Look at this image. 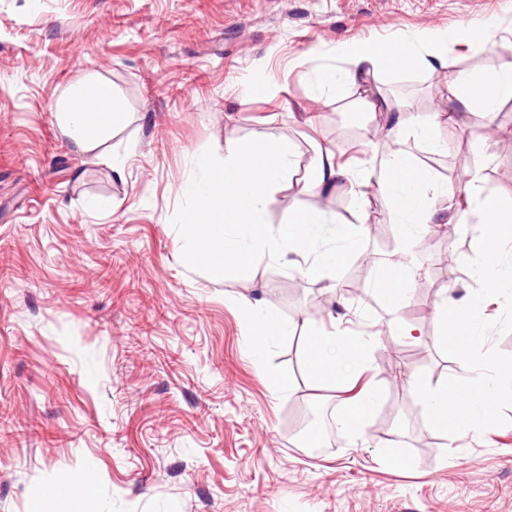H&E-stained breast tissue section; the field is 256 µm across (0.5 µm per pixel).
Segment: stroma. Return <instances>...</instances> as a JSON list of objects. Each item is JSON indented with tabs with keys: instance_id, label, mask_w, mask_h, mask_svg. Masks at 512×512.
<instances>
[{
	"instance_id": "obj_1",
	"label": "stroma",
	"mask_w": 512,
	"mask_h": 512,
	"mask_svg": "<svg viewBox=\"0 0 512 512\" xmlns=\"http://www.w3.org/2000/svg\"><path fill=\"white\" fill-rule=\"evenodd\" d=\"M486 28L481 46L448 47L446 67L385 70L369 87L422 113L453 112L436 130L444 154L410 150L443 183L479 164L481 192L512 186V140L478 135L481 113L453 108L442 81L454 70L485 72L512 60V0H0V512H54L60 475L94 466L92 512H512V400L496 426L464 436L433 429L399 371L431 383L463 371L436 338L433 307L464 298L482 251L459 228L452 242L410 251L414 275L391 333L381 299L341 297L263 260L245 277H202L181 261L170 219L206 149L258 128L290 139L309 169L320 149L355 141L363 169L391 147L370 136L388 113L318 102L302 53L313 45L409 38L419 29ZM111 81L124 119L104 149L84 154L55 122L61 92L83 73ZM270 79L264 94L247 85ZM136 144L124 176L109 155ZM365 185L307 191L300 175L276 195L272 221L299 202L355 222ZM95 199L112 208H90ZM378 232L346 279L363 287L386 265L394 236L388 201L374 195ZM112 261V282L97 267ZM274 307L296 328L271 343L263 362L246 352L241 302ZM375 334L363 373L383 391L361 436L335 430L320 448L302 445L306 412L338 417L339 389L308 377L309 334ZM482 348L512 364V296L482 312ZM292 389L273 393L270 376ZM31 427L17 437V425ZM401 449L395 464L384 445Z\"/></svg>"
}]
</instances>
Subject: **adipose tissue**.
<instances>
[{"instance_id": "1", "label": "adipose tissue", "mask_w": 512, "mask_h": 512, "mask_svg": "<svg viewBox=\"0 0 512 512\" xmlns=\"http://www.w3.org/2000/svg\"><path fill=\"white\" fill-rule=\"evenodd\" d=\"M486 33L477 27H463L453 32L426 29L412 39L373 44L367 41L341 43L331 53L336 66L319 65L323 51L311 47L307 56L315 67L309 78L317 100L330 102L345 98L356 87L366 85L372 71L402 69L405 67L433 68L448 56L449 43L471 45L485 40ZM449 100L469 110L481 112L487 121L497 118L500 101L512 98V62L501 64L489 73L457 71L446 81ZM370 112L397 110L398 117L387 127L386 137L394 149L385 168L379 174L371 170L355 172L338 162L332 150L320 152L307 182L317 192L340 180L354 178L375 181L377 189L389 200L390 212L397 237L403 248L415 241L435 223L439 213H446L447 222L461 226L466 215L451 211L447 201L454 192L438 182L432 172L407 148V141L420 143L426 151H447L446 142L439 140L435 129L448 119L442 112L412 114L407 102L390 105L383 97H370L364 102ZM122 105L116 98L110 81L88 75L79 79L61 96L57 122L74 149L92 153L112 138L115 127L122 119ZM469 185L464 195L473 206L479 220V238L484 263L476 269L478 278L490 286L500 279L498 253L504 242L512 240V191L503 190L495 195H482L478 186L477 170L468 173ZM412 268L405 257L389 262L384 273L376 278L374 291L382 294L386 305L399 309L408 298V284ZM483 297L467 295L464 299L445 298L434 307L433 315L439 329V339L453 351L461 367L480 374L479 382L463 380L455 385L441 382L432 384L413 376L408 386L419 398L428 419L437 427L453 434L476 432L488 425L496 412L499 387L494 378L500 372L499 364L481 357L474 346L479 340V308ZM248 353L263 359L270 339L288 335L290 323L277 310L261 305H246ZM379 338L348 337L336 333H312L308 359L309 373L317 383L347 385L368 361L369 351ZM97 476L92 467L62 475L57 481V512H89L88 502Z\"/></svg>"}]
</instances>
